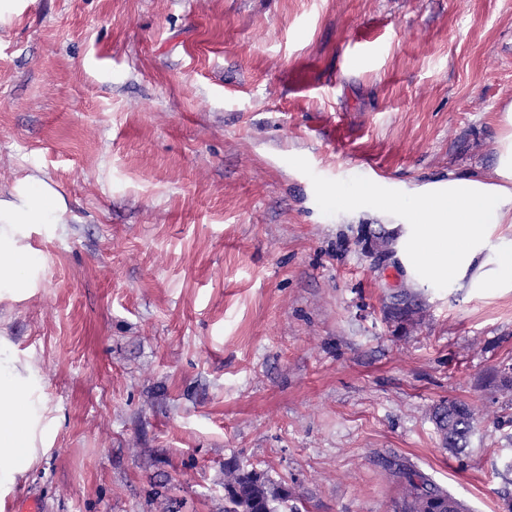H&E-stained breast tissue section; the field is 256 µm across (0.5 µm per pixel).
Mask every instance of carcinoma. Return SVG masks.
<instances>
[{"label":"carcinoma","mask_w":512,"mask_h":512,"mask_svg":"<svg viewBox=\"0 0 512 512\" xmlns=\"http://www.w3.org/2000/svg\"><path fill=\"white\" fill-rule=\"evenodd\" d=\"M431 418L444 447L457 452L468 448L477 429L475 414L468 405L441 402L433 407ZM392 466L402 487L392 512H466L461 501L422 472L397 461ZM289 498L288 487L273 483L256 468L235 461L224 463V512H279L288 506ZM290 510L300 512V507L294 505Z\"/></svg>","instance_id":"1"}]
</instances>
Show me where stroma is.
Here are the masks:
<instances>
[{"label":"stroma","instance_id":"obj_1","mask_svg":"<svg viewBox=\"0 0 512 512\" xmlns=\"http://www.w3.org/2000/svg\"><path fill=\"white\" fill-rule=\"evenodd\" d=\"M509 100L512 0H18L0 189L39 169L75 220L8 325L57 436L6 512H224L230 460L306 512H391L394 460L503 512L512 292L411 281L343 200L493 176ZM444 400L479 419L464 453ZM431 418L445 448L457 452L468 448L477 429L475 414L468 405L456 401L440 402L433 407Z\"/></svg>","mask_w":512,"mask_h":512}]
</instances>
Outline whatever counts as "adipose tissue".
Segmentation results:
<instances>
[{
	"instance_id": "obj_1",
	"label": "adipose tissue",
	"mask_w": 512,
	"mask_h": 512,
	"mask_svg": "<svg viewBox=\"0 0 512 512\" xmlns=\"http://www.w3.org/2000/svg\"><path fill=\"white\" fill-rule=\"evenodd\" d=\"M494 178L449 176L399 195L365 183L349 205L373 202L388 220L392 247L405 271L452 288L512 291V100L501 107ZM66 197L38 172L0 194V316L39 286L43 257L32 233L72 223ZM55 418L47 405L40 365L20 358L0 330V512L52 449Z\"/></svg>"
}]
</instances>
